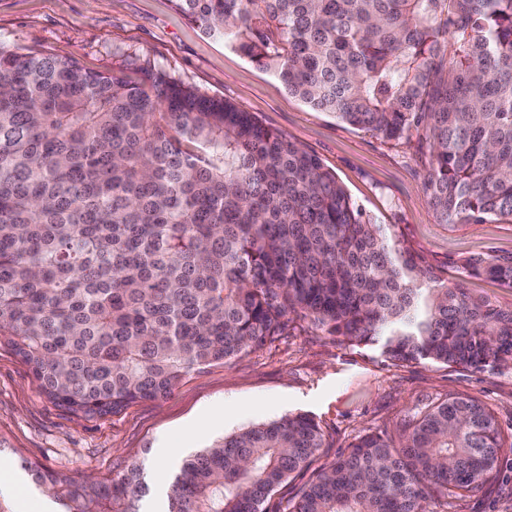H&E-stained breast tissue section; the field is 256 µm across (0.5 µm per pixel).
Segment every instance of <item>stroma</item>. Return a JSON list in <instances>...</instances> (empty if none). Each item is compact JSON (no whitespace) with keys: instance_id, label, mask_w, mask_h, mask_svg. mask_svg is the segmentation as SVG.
<instances>
[{"instance_id":"obj_1","label":"stroma","mask_w":512,"mask_h":512,"mask_svg":"<svg viewBox=\"0 0 512 512\" xmlns=\"http://www.w3.org/2000/svg\"><path fill=\"white\" fill-rule=\"evenodd\" d=\"M0 41L76 61L91 73L133 76L152 66L237 103L335 172L352 200L375 222L396 226L444 283L463 282L470 294L512 309V289L457 266L465 257L512 253V222L438 223L423 189L428 156L416 142L385 141L313 111L271 72L204 36L172 0H0ZM456 396L488 407L503 436L512 435L511 369L396 364L373 348L339 344L300 319L287 335L241 358L190 373L166 398L95 419L48 403L29 368L0 349V465L15 476L0 488V512H32L44 497L22 467L26 460L99 480L139 464L149 488L141 512H166L174 474L187 457L247 427L303 414L319 425L326 446L268 498L267 512H282L360 436L400 441L429 407ZM428 512H512V453H503L494 485L462 499L433 498Z\"/></svg>"}]
</instances>
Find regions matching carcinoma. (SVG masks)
I'll list each match as a JSON object with an SVG mask.
<instances>
[{
    "label": "carcinoma",
    "instance_id": "cac0c4a2",
    "mask_svg": "<svg viewBox=\"0 0 512 512\" xmlns=\"http://www.w3.org/2000/svg\"><path fill=\"white\" fill-rule=\"evenodd\" d=\"M317 112L429 153L441 224L512 222V0H174ZM512 288V254L469 257ZM307 319L394 363L512 368V310L441 281L320 160L236 103L156 68L133 80L0 42V349L88 419L167 397ZM325 441L304 415L185 461L167 512H266ZM494 414L433 406L367 434L282 512H428L498 478ZM60 512H139L108 481L24 466Z\"/></svg>",
    "mask_w": 512,
    "mask_h": 512
}]
</instances>
